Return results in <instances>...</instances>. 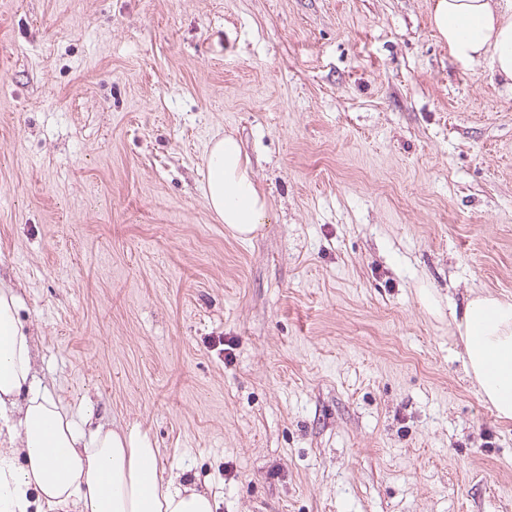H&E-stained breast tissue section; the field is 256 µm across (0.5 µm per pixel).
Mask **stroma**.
<instances>
[{"mask_svg":"<svg viewBox=\"0 0 512 512\" xmlns=\"http://www.w3.org/2000/svg\"><path fill=\"white\" fill-rule=\"evenodd\" d=\"M433 0H0V278L73 415L218 512H512L457 356L512 299V87ZM238 138L272 207L201 183ZM207 154L203 191L209 209L234 235H255L268 223L271 206L254 180L250 159L231 135L213 139Z\"/></svg>","mask_w":512,"mask_h":512,"instance_id":"stroma-1","label":"stroma"}]
</instances>
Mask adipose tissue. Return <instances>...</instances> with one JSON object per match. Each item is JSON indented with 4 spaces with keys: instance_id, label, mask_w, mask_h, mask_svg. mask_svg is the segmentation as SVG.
Instances as JSON below:
<instances>
[{
    "instance_id": "obj_1",
    "label": "adipose tissue",
    "mask_w": 512,
    "mask_h": 512,
    "mask_svg": "<svg viewBox=\"0 0 512 512\" xmlns=\"http://www.w3.org/2000/svg\"><path fill=\"white\" fill-rule=\"evenodd\" d=\"M431 23L457 60L490 57L494 75L512 82V0H434ZM204 196L234 235L268 221L269 200L233 136L208 148ZM19 307L0 283V512H216L209 491L159 480V451L138 429L73 418L37 375ZM457 329L466 373L512 421V301L471 298Z\"/></svg>"
}]
</instances>
